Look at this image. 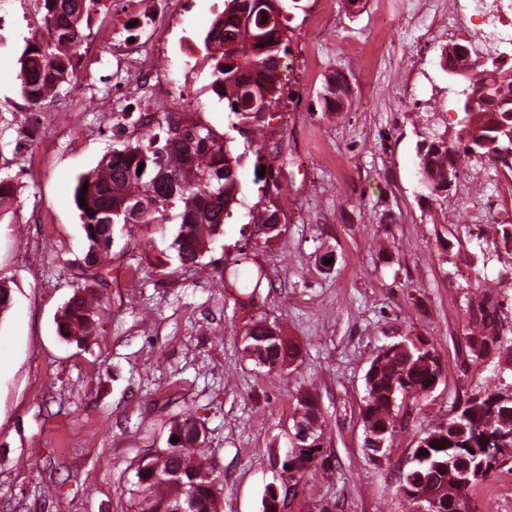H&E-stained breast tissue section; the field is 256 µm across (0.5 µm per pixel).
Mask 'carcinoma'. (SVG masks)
<instances>
[{"label":"carcinoma","mask_w":512,"mask_h":512,"mask_svg":"<svg viewBox=\"0 0 512 512\" xmlns=\"http://www.w3.org/2000/svg\"><path fill=\"white\" fill-rule=\"evenodd\" d=\"M40 2V24L26 41L11 74L33 111L70 80L80 61L84 29L104 6L103 0ZM293 9L303 11L305 6L300 0H224V11L214 18L199 46L201 60L209 66L210 88L224 102L229 126L240 135L247 128L269 125L266 112L280 99L281 62L288 53ZM500 69L490 64L462 74L467 82L465 91L490 86L494 98L467 114L460 122L462 135L455 142L448 144L434 135L429 142L424 138L417 142L418 179L428 197L437 202L448 198V175L459 174L456 156L481 159L488 153L481 148L487 141L512 146V76L501 74ZM322 99L326 111L343 110L349 88L340 76L326 79ZM128 119L124 112L116 118L112 135L121 140L93 170L79 177L74 189V203L88 242L83 263L89 279L76 287L61 307L57 328L60 336L78 346L99 332L102 301L97 288L107 284L109 255L123 226L178 225L164 247L152 236L136 245L141 259L156 275L167 277L202 264L219 228L244 206L239 170L247 152L234 150V138L218 135L192 112H154L146 123L138 118V136L126 135ZM256 182L260 183L257 200L247 208V217L251 235L266 246L282 233L278 228L283 214L277 203L280 184L271 170ZM16 197L15 184L0 178V219L13 209ZM81 197L85 198L84 207ZM470 315L475 320V328L468 329L471 346L477 340L494 344L505 331L496 305L482 301ZM243 338L255 347L254 365L268 374L285 373L297 359L294 342L263 314L248 321ZM439 372L435 349H421L409 336L379 351L366 371L371 380L362 409V446L378 454V441H391L392 434L382 435L380 430L395 424L398 417V405L390 398L392 388L404 389L413 398L424 396L431 392ZM498 391L497 387L487 390L480 400L467 397L446 421L423 432V447L414 449L415 466L426 485L444 490L440 512H455L462 469L484 467L485 481L496 467L512 461V447H506L512 444V403L498 402ZM295 408L304 410L301 421L317 428L316 436L323 438L320 410L312 393L297 392ZM169 437L177 438L178 452L147 455L134 466L128 492L137 503L136 512H175L176 504L187 496L194 502L193 512H221L224 487L219 485L204 448L203 427L186 418L173 425ZM321 449L319 442L300 451L295 461L286 452L281 455L282 495L298 481L291 466L305 472L306 464Z\"/></svg>","instance_id":"1"}]
</instances>
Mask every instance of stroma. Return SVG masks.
Instances as JSON below:
<instances>
[{
	"label": "stroma",
	"mask_w": 512,
	"mask_h": 512,
	"mask_svg": "<svg viewBox=\"0 0 512 512\" xmlns=\"http://www.w3.org/2000/svg\"><path fill=\"white\" fill-rule=\"evenodd\" d=\"M38 0H0V72L15 68L40 19ZM224 0H107L85 30L71 80L39 111L0 79V177L20 187L0 220V281L13 304L0 319V512H134L133 465L163 448L174 421L205 426L208 454L224 485L223 512H262L283 450L294 397L309 389L324 429L323 463L303 475L288 512H411L401 483L417 439L446 420L491 362L467 345L470 305L481 288L469 257L489 241H463L466 224L512 223V184L471 159L441 206L422 196L416 144L424 119L458 133L463 82L437 64L465 29L414 19L415 0H308L294 11L287 59L262 159L279 172L286 228L249 252L267 284L225 286L224 263L243 243L244 215L223 225L209 264L158 281L140 267V227L111 253L101 329L65 343L56 315L81 282L87 241L73 204L79 175L115 145L112 115L137 112L149 91L127 84L114 54L141 45L160 86L181 89L175 112H195L225 130L224 105L201 43ZM129 19L121 26L119 16ZM344 76L351 103L331 114L320 91ZM332 253V267L322 256ZM253 293L254 306L238 303ZM275 320L299 348L287 374H265L247 358L251 317ZM422 336L446 377L427 396L405 399L387 455L362 446L365 373L396 335ZM480 512H512V472L475 488Z\"/></svg>",
	"instance_id": "1"
}]
</instances>
